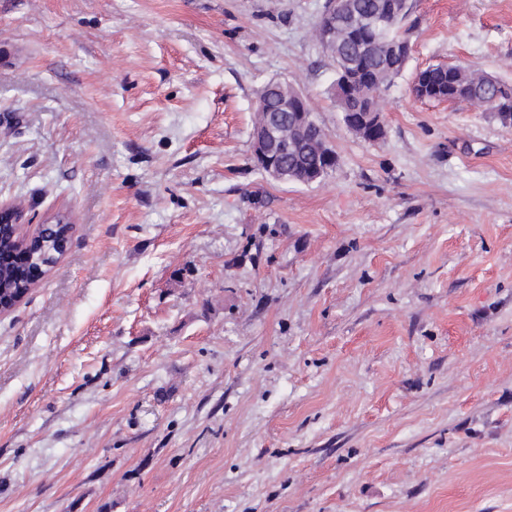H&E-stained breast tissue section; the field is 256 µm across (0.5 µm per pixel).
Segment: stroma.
I'll list each match as a JSON object with an SVG mask.
<instances>
[{
	"mask_svg": "<svg viewBox=\"0 0 512 512\" xmlns=\"http://www.w3.org/2000/svg\"><path fill=\"white\" fill-rule=\"evenodd\" d=\"M326 0H0V202L73 224L0 315V512H512V0H412L386 135ZM271 80L336 168L253 162ZM419 83L427 82L435 91V95H443L444 88H447L448 81H456L471 87L473 92L466 96V102L483 107L485 111L492 112L489 102L497 98L507 95L510 108H512V86L492 79L484 74H480L474 70L463 68L456 65H430L419 71L416 75ZM494 114V113H493Z\"/></svg>",
	"mask_w": 512,
	"mask_h": 512,
	"instance_id": "stroma-1",
	"label": "stroma"
}]
</instances>
